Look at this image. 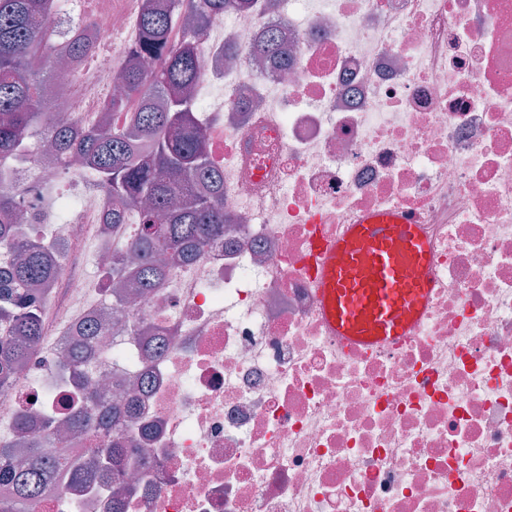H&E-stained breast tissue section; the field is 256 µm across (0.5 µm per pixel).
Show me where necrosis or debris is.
Segmentation results:
<instances>
[{
	"mask_svg": "<svg viewBox=\"0 0 512 512\" xmlns=\"http://www.w3.org/2000/svg\"><path fill=\"white\" fill-rule=\"evenodd\" d=\"M157 0H113L92 43L49 93L75 132L127 127L97 89L119 82L106 45L130 53ZM280 35L287 69H256L252 44ZM235 63L219 57L226 42ZM194 88L207 162L224 176V237L172 267L117 323L112 297L81 308L140 228L110 229L96 186L57 227L62 272L44 295L49 355L0 385V418L69 412L59 371L68 334L93 317L125 360H93L104 385L142 377L123 512H512V0H253L199 42ZM38 142L13 187L44 208L59 182ZM414 218L436 287L418 332L378 350L329 336L312 280L318 240L364 214ZM33 512H112L111 484L49 485Z\"/></svg>",
	"mask_w": 512,
	"mask_h": 512,
	"instance_id": "necrosis-or-debris-1",
	"label": "necrosis or debris"
}]
</instances>
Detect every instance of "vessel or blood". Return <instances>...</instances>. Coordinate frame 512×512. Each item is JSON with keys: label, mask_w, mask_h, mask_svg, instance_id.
I'll return each instance as SVG.
<instances>
[{"label": "vessel or blood", "mask_w": 512, "mask_h": 512, "mask_svg": "<svg viewBox=\"0 0 512 512\" xmlns=\"http://www.w3.org/2000/svg\"><path fill=\"white\" fill-rule=\"evenodd\" d=\"M317 255L314 286L343 345H394L419 329L435 283L429 246L412 221L366 215L323 241Z\"/></svg>", "instance_id": "vessel-or-blood-1"}]
</instances>
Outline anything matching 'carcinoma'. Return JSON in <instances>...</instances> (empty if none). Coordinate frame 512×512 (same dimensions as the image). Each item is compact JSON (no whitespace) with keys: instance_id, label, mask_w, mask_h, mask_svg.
Segmentation results:
<instances>
[{"instance_id":"1","label":"carcinoma","mask_w":512,"mask_h":512,"mask_svg":"<svg viewBox=\"0 0 512 512\" xmlns=\"http://www.w3.org/2000/svg\"><path fill=\"white\" fill-rule=\"evenodd\" d=\"M249 2L170 0L145 12L139 19L141 41L135 55L156 59V67L146 71L133 62L124 64L119 79L125 95L108 105L111 112L136 109L133 124L75 136L67 123L44 111L46 85L59 76L54 25L59 0H0V246L18 255L0 266V383L13 380L34 356L43 331V303L33 296V287L59 274L45 240L19 222V214L29 209L24 196L8 183V164L25 154L32 138H48L62 166L78 157L81 169L96 174V185L115 204L112 221L127 208L139 209L141 229L132 243L135 259L116 257L108 277L118 303L128 299L131 282L140 293H149L166 278L169 264L191 261L209 242L224 238V179L205 162L206 139L194 118L192 89L201 61L193 30L223 16L225 7L244 8ZM184 24L192 28L181 39H171ZM252 57L288 68L273 30L264 33ZM99 335V326L91 324L67 351L64 376L84 400L61 426L82 436L95 422L110 419L112 443L91 449L80 462L63 458L33 437L27 416L17 417L13 440L0 441V487L7 490L14 512H28L44 484L57 474L71 477L79 487L121 470L132 444L122 423L134 399L117 400L106 409L89 387L85 363L95 355L92 344Z\"/></svg>"}]
</instances>
